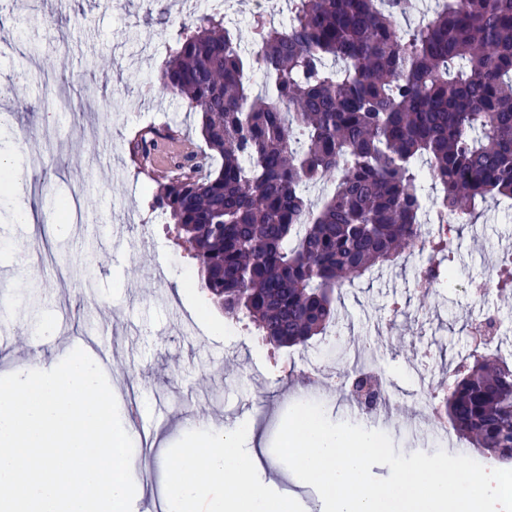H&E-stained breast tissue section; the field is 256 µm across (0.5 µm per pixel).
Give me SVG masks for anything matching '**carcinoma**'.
<instances>
[{
	"label": "carcinoma",
	"instance_id": "cac0c4a2",
	"mask_svg": "<svg viewBox=\"0 0 512 512\" xmlns=\"http://www.w3.org/2000/svg\"><path fill=\"white\" fill-rule=\"evenodd\" d=\"M407 2L290 0L288 22L254 18L248 50L203 14L169 46L161 87L197 115L204 146L171 154L154 207L213 303L276 347L327 335L336 290L415 248L425 175L440 215L473 224L489 198L512 205V0H441L404 28ZM248 71L273 85L253 92ZM159 138L132 144L148 172ZM429 244L439 281L454 252L446 236ZM469 358L440 410L468 447L512 460V363L489 343Z\"/></svg>",
	"mask_w": 512,
	"mask_h": 512
}]
</instances>
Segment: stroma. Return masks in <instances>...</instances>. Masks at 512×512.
Returning a JSON list of instances; mask_svg holds the SVG:
<instances>
[{"label":"stroma","mask_w":512,"mask_h":512,"mask_svg":"<svg viewBox=\"0 0 512 512\" xmlns=\"http://www.w3.org/2000/svg\"><path fill=\"white\" fill-rule=\"evenodd\" d=\"M214 0H5L0 6V107L11 114L0 138L19 148L17 190L0 185V376L35 354L80 348L108 351L106 376L127 417L126 387L156 418L153 443L131 432L132 477L141 489L134 512H157L167 494L173 450L195 423L248 419L259 475L300 512H317L314 489L273 452L292 405L321 404L334 422L386 433L397 452L458 454L462 441L445 420L414 408L415 370L431 353L432 379L452 378L474 345L468 323L485 312L501 325L495 342L512 355V291L497 288L496 258L512 253V210L482 204L476 223L452 240L455 259L444 284L416 287L419 260L357 280L336 294V336L286 352L266 345L249 322L226 325L202 290L197 265L151 206L157 185L139 173L129 141L140 129H174L198 140L197 120L164 94L160 70L168 46L191 14ZM77 196L70 214L58 198ZM30 210L32 220L13 217ZM473 280L490 281L482 295ZM370 340L393 399L392 417L354 414L335 383L309 393L308 365L354 370V349Z\"/></svg>","instance_id":"35a3bbf8"}]
</instances>
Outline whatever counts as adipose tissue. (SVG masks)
Here are the masks:
<instances>
[{"label": "adipose tissue", "instance_id": "ef3b65f1", "mask_svg": "<svg viewBox=\"0 0 512 512\" xmlns=\"http://www.w3.org/2000/svg\"><path fill=\"white\" fill-rule=\"evenodd\" d=\"M247 421L203 425L186 441L172 469L165 512H197L208 498L209 512H291L293 505L274 495L256 476Z\"/></svg>", "mask_w": 512, "mask_h": 512}]
</instances>
